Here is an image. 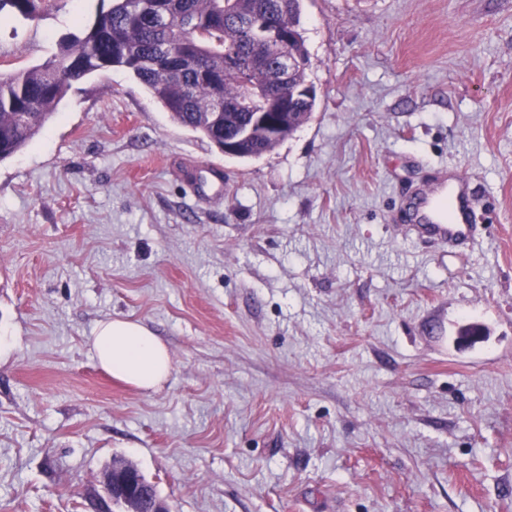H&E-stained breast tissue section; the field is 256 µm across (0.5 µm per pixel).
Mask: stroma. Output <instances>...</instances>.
Listing matches in <instances>:
<instances>
[{
	"instance_id": "1",
	"label": "stroma",
	"mask_w": 512,
	"mask_h": 512,
	"mask_svg": "<svg viewBox=\"0 0 512 512\" xmlns=\"http://www.w3.org/2000/svg\"><path fill=\"white\" fill-rule=\"evenodd\" d=\"M99 6L0 15V71ZM302 22L317 107L259 159L112 69L0 161V512H87L117 460L171 512H512V0H303ZM443 166L480 217L460 255L393 222ZM110 317L165 344L159 388L97 365Z\"/></svg>"
}]
</instances>
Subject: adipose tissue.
<instances>
[{"label":"adipose tissue","mask_w":512,"mask_h":512,"mask_svg":"<svg viewBox=\"0 0 512 512\" xmlns=\"http://www.w3.org/2000/svg\"><path fill=\"white\" fill-rule=\"evenodd\" d=\"M98 365L128 386L150 390L165 382L172 369L166 346L141 322L104 319L89 338Z\"/></svg>","instance_id":"obj_1"}]
</instances>
